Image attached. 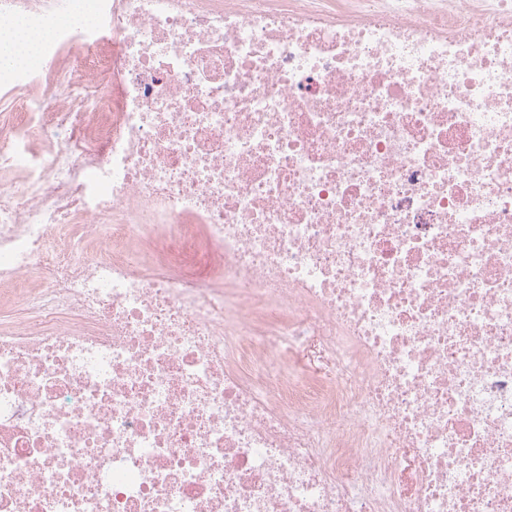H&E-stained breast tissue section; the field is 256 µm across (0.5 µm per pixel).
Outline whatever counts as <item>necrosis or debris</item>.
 <instances>
[{
	"instance_id": "necrosis-or-debris-1",
	"label": "necrosis or debris",
	"mask_w": 512,
	"mask_h": 512,
	"mask_svg": "<svg viewBox=\"0 0 512 512\" xmlns=\"http://www.w3.org/2000/svg\"><path fill=\"white\" fill-rule=\"evenodd\" d=\"M0 512H512V0H0ZM52 37V31L47 30L40 39H34L25 28L23 19L16 18L5 25L0 34V52L6 54L24 64L39 50L43 41Z\"/></svg>"
}]
</instances>
